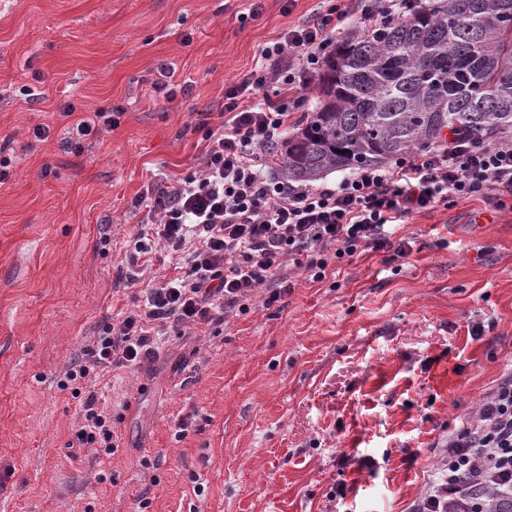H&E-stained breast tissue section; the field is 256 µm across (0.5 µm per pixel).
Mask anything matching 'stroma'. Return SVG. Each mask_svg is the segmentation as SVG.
I'll list each match as a JSON object with an SVG mask.
<instances>
[{
	"label": "stroma",
	"mask_w": 512,
	"mask_h": 512,
	"mask_svg": "<svg viewBox=\"0 0 512 512\" xmlns=\"http://www.w3.org/2000/svg\"><path fill=\"white\" fill-rule=\"evenodd\" d=\"M251 4L0 0V512H410L444 437L512 367V200L461 203L408 219L402 257L363 252L319 282L295 270L273 306L258 289L221 332L93 377L119 446L69 449L65 371L179 273L163 254L124 262L144 188L200 169L196 123L321 2ZM164 74L175 101L153 91ZM65 101L124 114L75 155Z\"/></svg>",
	"instance_id": "stroma-1"
}]
</instances>
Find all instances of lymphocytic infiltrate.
Returning a JSON list of instances; mask_svg holds the SVG:
<instances>
[{"label":"lymphocytic infiltrate","mask_w":512,"mask_h":512,"mask_svg":"<svg viewBox=\"0 0 512 512\" xmlns=\"http://www.w3.org/2000/svg\"><path fill=\"white\" fill-rule=\"evenodd\" d=\"M402 6L403 0H322L320 12L261 47L255 68L226 91L222 122H199L201 169L148 184L147 221L130 258L162 249L179 258L183 273L141 289L132 308L66 371L59 388L81 405L77 447L110 454L118 439L111 413L85 383L89 373L142 366L169 332L223 326L247 311L258 288L267 290L264 306L278 303L290 288L291 268L319 282L333 262L359 252L405 255L410 245L397 231L414 215L489 196L512 199V137L485 139L462 129L333 186L273 173L269 160L335 50L338 26L354 15L362 30H374L398 20ZM60 110L71 120L63 146L77 155L115 128L122 113L104 105L80 116L68 101ZM445 446L448 456L412 512L512 508V369Z\"/></svg>","instance_id":"obj_1"}]
</instances>
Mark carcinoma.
I'll list each match as a JSON object with an SVG mask.
<instances>
[{"label": "carcinoma", "instance_id": "1", "mask_svg": "<svg viewBox=\"0 0 512 512\" xmlns=\"http://www.w3.org/2000/svg\"><path fill=\"white\" fill-rule=\"evenodd\" d=\"M315 90L280 153L292 182L421 152L455 129L512 131V0H422L374 32L352 30Z\"/></svg>", "mask_w": 512, "mask_h": 512}]
</instances>
